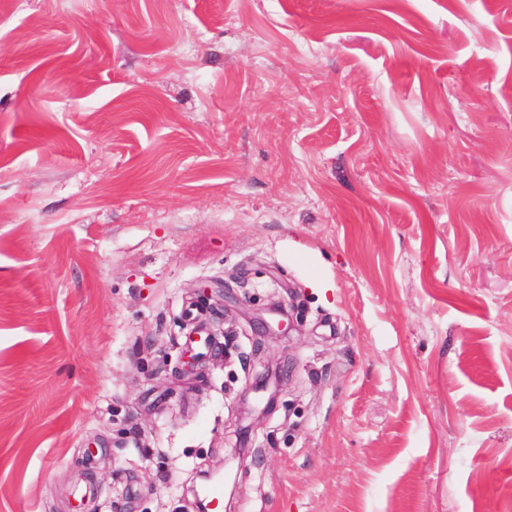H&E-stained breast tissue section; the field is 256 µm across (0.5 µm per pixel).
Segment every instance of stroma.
<instances>
[{
    "mask_svg": "<svg viewBox=\"0 0 512 512\" xmlns=\"http://www.w3.org/2000/svg\"><path fill=\"white\" fill-rule=\"evenodd\" d=\"M221 468L223 512H512V0H0V512ZM282 386V377L277 367L265 365L263 372L257 374L253 382L249 385L245 393L240 397L238 403L239 411V436L240 440L234 452L231 455L232 459H238L243 462L245 453L242 440L251 431L253 422L269 413L280 394ZM250 393L256 396L253 400L249 399ZM263 404V405H262ZM239 447V448H237Z\"/></svg>",
    "mask_w": 512,
    "mask_h": 512,
    "instance_id": "1",
    "label": "stroma"
}]
</instances>
